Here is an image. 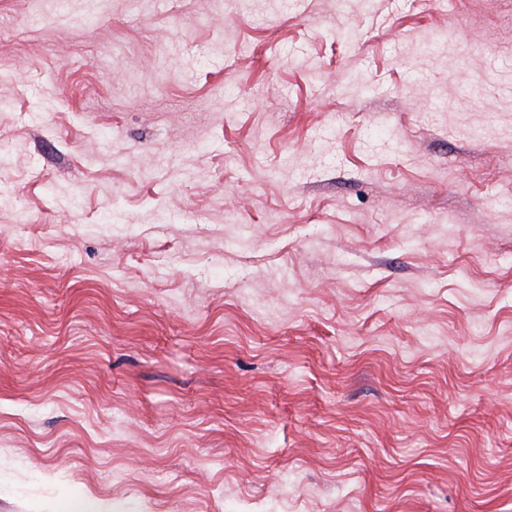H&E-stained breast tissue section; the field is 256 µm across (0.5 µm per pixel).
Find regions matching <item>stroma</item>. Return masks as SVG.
<instances>
[{
    "label": "stroma",
    "mask_w": 512,
    "mask_h": 512,
    "mask_svg": "<svg viewBox=\"0 0 512 512\" xmlns=\"http://www.w3.org/2000/svg\"><path fill=\"white\" fill-rule=\"evenodd\" d=\"M35 3L0 512H512V0Z\"/></svg>",
    "instance_id": "stroma-1"
}]
</instances>
